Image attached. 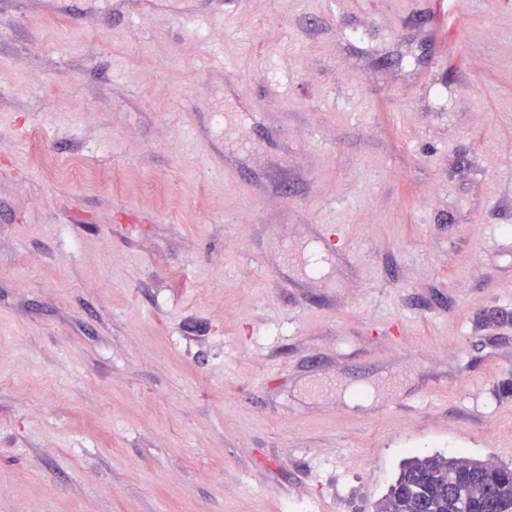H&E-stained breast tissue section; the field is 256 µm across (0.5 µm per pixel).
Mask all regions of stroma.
<instances>
[{
  "label": "stroma",
  "mask_w": 512,
  "mask_h": 512,
  "mask_svg": "<svg viewBox=\"0 0 512 512\" xmlns=\"http://www.w3.org/2000/svg\"><path fill=\"white\" fill-rule=\"evenodd\" d=\"M418 8L0 0V512L512 467V0Z\"/></svg>",
  "instance_id": "stroma-1"
}]
</instances>
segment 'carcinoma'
<instances>
[{"instance_id":"carcinoma-1","label":"carcinoma","mask_w":512,"mask_h":512,"mask_svg":"<svg viewBox=\"0 0 512 512\" xmlns=\"http://www.w3.org/2000/svg\"><path fill=\"white\" fill-rule=\"evenodd\" d=\"M512 512V467L457 453L406 462L377 512Z\"/></svg>"}]
</instances>
